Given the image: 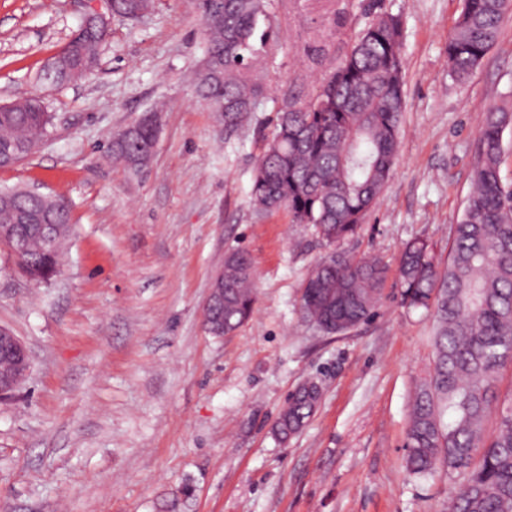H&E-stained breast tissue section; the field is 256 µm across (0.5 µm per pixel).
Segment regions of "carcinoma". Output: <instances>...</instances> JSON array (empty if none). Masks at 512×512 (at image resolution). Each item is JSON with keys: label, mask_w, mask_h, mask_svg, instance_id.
I'll list each match as a JSON object with an SVG mask.
<instances>
[{"label": "carcinoma", "mask_w": 512, "mask_h": 512, "mask_svg": "<svg viewBox=\"0 0 512 512\" xmlns=\"http://www.w3.org/2000/svg\"><path fill=\"white\" fill-rule=\"evenodd\" d=\"M207 36L214 75L198 78L196 92L211 112L224 103V125L238 127L255 111L261 87L253 69L267 41L270 0H194ZM512 0H466L448 36V65L467 78L496 44ZM108 33L94 43L77 30L44 72L49 85L83 77L98 64ZM402 23L381 13L353 38L314 95L289 100L276 111L272 136L256 159L250 190L259 213L288 210L326 244L358 233L376 205L398 156L401 114ZM40 98L0 105V157L17 164L33 154L53 127ZM512 113L486 112L479 159L463 214L453 226L446 265L430 242L414 238L398 260L402 304L430 312L434 367L417 388L407 429L406 467L426 478L444 465L462 481L448 512H512V396L488 433L485 420L498 399L497 374L512 363V187L502 183V137ZM150 116L131 134L112 141L113 159L130 168L150 158ZM21 211L57 214L58 245L49 247L31 231L10 243L22 272L60 271L71 213L64 199L32 195L23 188L0 190V225ZM387 267L377 258L354 260L334 251L308 272L301 293L302 318L327 335L344 334L370 321L383 291ZM255 301L249 255L224 257V333L237 331ZM317 406L315 391L302 389L283 408L275 430L286 439L306 424Z\"/></svg>", "instance_id": "cac0c4a2"}]
</instances>
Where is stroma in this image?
Returning a JSON list of instances; mask_svg holds the SVG:
<instances>
[{"mask_svg": "<svg viewBox=\"0 0 512 512\" xmlns=\"http://www.w3.org/2000/svg\"><path fill=\"white\" fill-rule=\"evenodd\" d=\"M464 0H272L275 33L252 120L218 131L196 96L205 56L192 0H149L113 17L97 66L59 87L41 75L78 28L85 0H0V104L40 97L54 126L0 187L64 197L72 226L59 275L34 283L0 244V327L28 348L26 380L0 399V512H448L445 468L405 467L408 413L434 361L432 321L405 308L397 257L411 238L447 261L490 107L512 112V13L464 80L448 36ZM400 16V148L376 208L342 251L390 272L375 316L326 336L300 314L302 284L330 249L286 211L250 202L278 106L307 99L372 16ZM159 113L145 172L113 164V135ZM234 249L256 300L233 334L203 324L210 284ZM322 397L279 440L290 394Z\"/></svg>", "mask_w": 512, "mask_h": 512, "instance_id": "1", "label": "stroma"}]
</instances>
